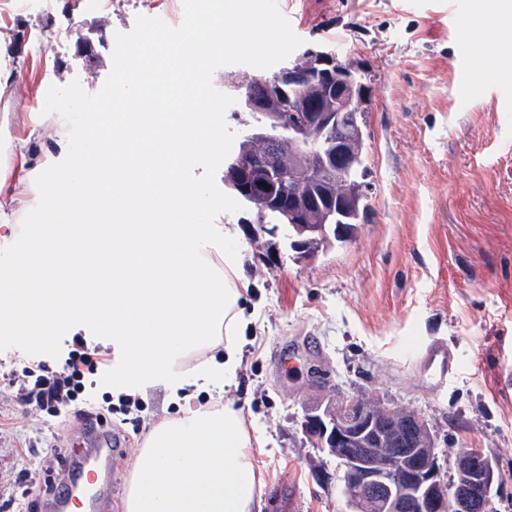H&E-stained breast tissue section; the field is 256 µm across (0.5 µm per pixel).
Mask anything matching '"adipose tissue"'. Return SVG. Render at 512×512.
Returning <instances> with one entry per match:
<instances>
[{"instance_id":"adipose-tissue-1","label":"adipose tissue","mask_w":512,"mask_h":512,"mask_svg":"<svg viewBox=\"0 0 512 512\" xmlns=\"http://www.w3.org/2000/svg\"><path fill=\"white\" fill-rule=\"evenodd\" d=\"M232 28L198 18L164 38L122 49L126 76L87 121V145L64 150L42 174L44 197L10 192L0 208V333L51 347L77 323L112 337V388L164 384L223 392L241 364L239 229L210 223L225 198L185 172L224 147L223 103L210 95L208 60L263 52L280 35L230 0ZM141 105L125 108L128 88ZM36 211L18 228L14 215ZM261 442L242 410L214 402L154 425L132 469L124 512H258Z\"/></svg>"}]
</instances>
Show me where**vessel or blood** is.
<instances>
[{"label":"vessel or blood","mask_w":512,"mask_h":512,"mask_svg":"<svg viewBox=\"0 0 512 512\" xmlns=\"http://www.w3.org/2000/svg\"><path fill=\"white\" fill-rule=\"evenodd\" d=\"M419 369L429 373L437 387L447 386L460 370L454 342L432 340L416 357ZM112 497V445L96 438L93 448L75 457L70 477L55 497L54 512H107Z\"/></svg>","instance_id":"b4317fda"}]
</instances>
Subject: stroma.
<instances>
[{"label":"stroma","instance_id":"1","mask_svg":"<svg viewBox=\"0 0 512 512\" xmlns=\"http://www.w3.org/2000/svg\"><path fill=\"white\" fill-rule=\"evenodd\" d=\"M261 21L282 41L265 54L215 55L210 70L263 74L310 46L335 48L364 76V154L370 210L355 237L311 256L297 255L284 230L255 224L224 184V156L201 154L187 176L230 197L219 217L240 228L245 296L252 323L236 384L224 401L243 406L265 442L261 512H350L335 457L303 433L306 406L349 396L415 411L431 428L440 462L451 469L462 448H479L497 464V512H512V32L471 28L475 0H288L289 16ZM180 0H6L0 59L14 74L0 97V174L42 191L40 174L59 154L30 115L48 112L86 136V114L109 100L120 48L139 44ZM94 46L78 55L73 27ZM482 71H475V63ZM25 139L26 158L12 155ZM96 342L93 329L61 332L48 349L0 335V375L17 361L57 371L74 337ZM432 338L456 342V379L434 389L405 361ZM89 403L41 420L0 395V512L28 502L26 475L64 469L54 456L80 454L85 419L112 396L104 366ZM112 460L111 512L122 503L135 453L153 422L179 405L163 387L137 395Z\"/></svg>","mask_w":512,"mask_h":512}]
</instances>
